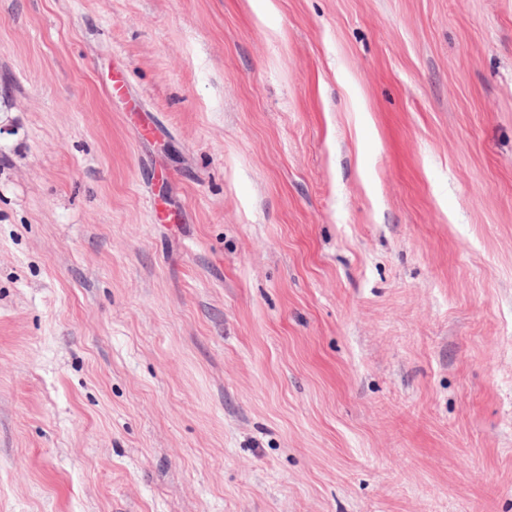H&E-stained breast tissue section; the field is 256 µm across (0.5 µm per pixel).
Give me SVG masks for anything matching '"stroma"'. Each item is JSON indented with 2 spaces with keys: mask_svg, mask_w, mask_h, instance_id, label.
Returning a JSON list of instances; mask_svg holds the SVG:
<instances>
[{
  "mask_svg": "<svg viewBox=\"0 0 512 512\" xmlns=\"http://www.w3.org/2000/svg\"><path fill=\"white\" fill-rule=\"evenodd\" d=\"M0 512H512V0H0Z\"/></svg>",
  "mask_w": 512,
  "mask_h": 512,
  "instance_id": "stroma-1",
  "label": "stroma"
}]
</instances>
